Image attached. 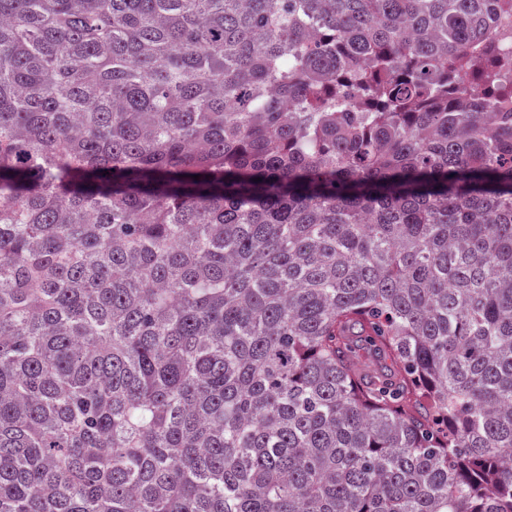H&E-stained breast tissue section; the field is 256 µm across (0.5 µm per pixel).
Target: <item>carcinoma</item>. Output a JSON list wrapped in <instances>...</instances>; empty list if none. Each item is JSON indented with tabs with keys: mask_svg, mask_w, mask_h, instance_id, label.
I'll return each instance as SVG.
<instances>
[{
	"mask_svg": "<svg viewBox=\"0 0 512 512\" xmlns=\"http://www.w3.org/2000/svg\"><path fill=\"white\" fill-rule=\"evenodd\" d=\"M507 43L0 0V512H512Z\"/></svg>",
	"mask_w": 512,
	"mask_h": 512,
	"instance_id": "carcinoma-1",
	"label": "carcinoma"
}]
</instances>
